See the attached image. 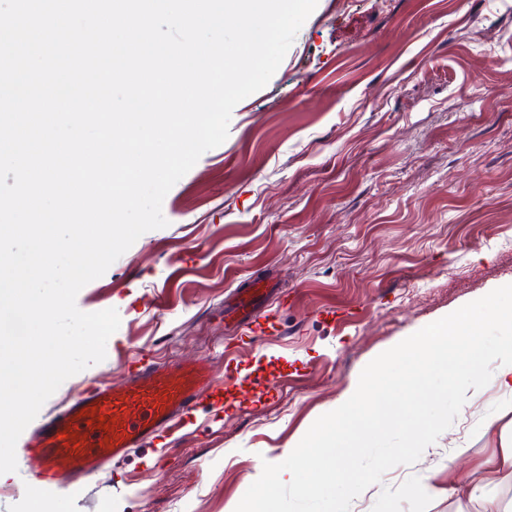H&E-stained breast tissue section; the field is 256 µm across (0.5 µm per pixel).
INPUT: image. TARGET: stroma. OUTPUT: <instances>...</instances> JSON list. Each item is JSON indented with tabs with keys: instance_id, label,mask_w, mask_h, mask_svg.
Returning <instances> with one entry per match:
<instances>
[{
	"instance_id": "stroma-1",
	"label": "stroma",
	"mask_w": 512,
	"mask_h": 512,
	"mask_svg": "<svg viewBox=\"0 0 512 512\" xmlns=\"http://www.w3.org/2000/svg\"><path fill=\"white\" fill-rule=\"evenodd\" d=\"M162 210L167 227L79 292L80 310L116 309L120 327L40 413L94 381L122 389L142 357L209 358L222 392L202 394L164 467L150 444L66 489L33 478L27 427L0 512H239L361 368L455 311L480 317L489 289L512 280V0H318ZM258 277L284 301L268 309L277 334L250 338L224 306ZM450 373L439 365L404 397L409 426L351 424L367 493L308 479L304 496L280 489L278 512L340 499L349 512H454L451 446L474 465L495 454L481 424L505 396L488 387L459 409Z\"/></svg>"
}]
</instances>
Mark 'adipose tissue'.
<instances>
[{"label": "adipose tissue", "mask_w": 512, "mask_h": 512, "mask_svg": "<svg viewBox=\"0 0 512 512\" xmlns=\"http://www.w3.org/2000/svg\"><path fill=\"white\" fill-rule=\"evenodd\" d=\"M505 294L512 295V281L486 295L482 321H475L469 311L460 310L435 326L400 339L390 355L402 361L401 372H390L381 362L359 372L334 409L290 448L294 469L308 472L327 484L329 490L338 489L351 471V451L340 432L344 419L356 413L370 420L385 417L396 425H405L397 394L426 378L437 364L452 366L448 394L459 405L472 406L488 385L512 395V307L502 306L500 298ZM489 323L498 330L490 346L483 339ZM483 429L497 436L500 452L462 474L456 467H449V498L486 502L490 499V484L499 478L512 479V402L485 420Z\"/></svg>", "instance_id": "1"}]
</instances>
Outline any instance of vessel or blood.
Instances as JSON below:
<instances>
[{
  "label": "vessel or blood",
  "mask_w": 512,
  "mask_h": 512,
  "mask_svg": "<svg viewBox=\"0 0 512 512\" xmlns=\"http://www.w3.org/2000/svg\"><path fill=\"white\" fill-rule=\"evenodd\" d=\"M269 293L268 285L259 281L238 289L232 311L247 333L262 331L260 318ZM211 386L212 371L205 358L178 366L144 361L120 390L89 383L76 399L52 412L29 440L41 461L36 479L54 484L56 467L63 463L72 483L84 482L91 474L89 460L103 468L131 449L179 431L202 390ZM97 414L109 420L108 430L93 424Z\"/></svg>",
  "instance_id": "1"
}]
</instances>
